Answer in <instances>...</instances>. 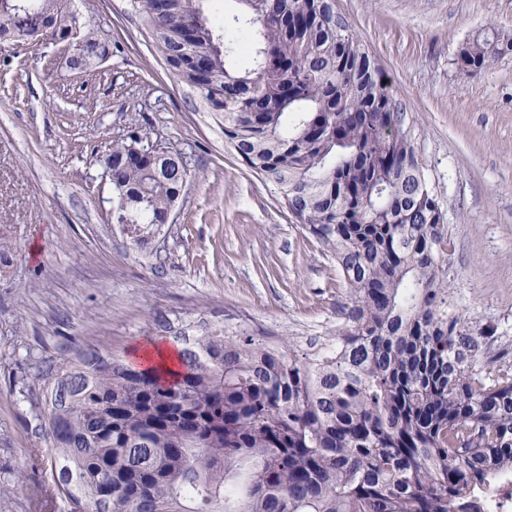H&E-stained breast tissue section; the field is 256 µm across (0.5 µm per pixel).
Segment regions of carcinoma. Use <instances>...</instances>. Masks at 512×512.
<instances>
[{"mask_svg":"<svg viewBox=\"0 0 512 512\" xmlns=\"http://www.w3.org/2000/svg\"><path fill=\"white\" fill-rule=\"evenodd\" d=\"M171 73L200 90L238 159L296 223L334 253L350 307L335 352L302 359L274 339L207 327L175 336L169 381L98 350L45 384L51 484L70 512H480L512 472V367L477 366L482 347L449 310L443 212L404 111L380 70L353 72L358 35L326 0H239L231 31L202 0H128ZM14 42L64 0H0ZM100 28L79 34L93 68ZM506 53L481 38L460 67ZM245 55L248 67L229 59ZM99 162L133 224H162L182 170L134 134Z\"/></svg>","mask_w":512,"mask_h":512,"instance_id":"cac0c4a2","label":"carcinoma"}]
</instances>
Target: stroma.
Here are the masks:
<instances>
[{
  "mask_svg": "<svg viewBox=\"0 0 512 512\" xmlns=\"http://www.w3.org/2000/svg\"><path fill=\"white\" fill-rule=\"evenodd\" d=\"M102 24L109 58L68 64L65 43H0V512H34L47 466L44 383L80 351L143 362L206 323L291 342L331 340L349 302L334 258L224 142L195 87L169 72L128 0H71ZM385 73L450 240L449 301L512 365V52L457 69L512 0H335ZM138 130L187 158L173 223L141 240L113 223L99 158Z\"/></svg>",
  "mask_w": 512,
  "mask_h": 512,
  "instance_id": "obj_1",
  "label": "stroma"
}]
</instances>
